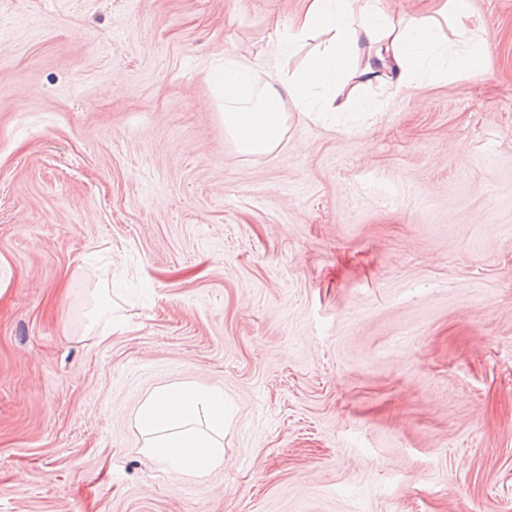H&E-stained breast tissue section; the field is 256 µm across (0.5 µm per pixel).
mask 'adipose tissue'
<instances>
[{"label": "adipose tissue", "mask_w": 512, "mask_h": 512, "mask_svg": "<svg viewBox=\"0 0 512 512\" xmlns=\"http://www.w3.org/2000/svg\"><path fill=\"white\" fill-rule=\"evenodd\" d=\"M288 30L277 34L276 53L255 66L236 56L214 68L212 81L224 100V130L239 152L275 150L287 131L285 101L301 112L349 111L361 89L389 94L411 89L422 75L481 76V37L469 24L466 0L420 16H391L380 0H302ZM453 27L454 46L443 30ZM322 31L323 50L298 70L288 71L283 47ZM135 426L145 452L174 479L203 476L224 461V392L177 383L154 389L142 402Z\"/></svg>", "instance_id": "adipose-tissue-1"}]
</instances>
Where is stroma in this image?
<instances>
[{"label":"stroma","mask_w":512,"mask_h":512,"mask_svg":"<svg viewBox=\"0 0 512 512\" xmlns=\"http://www.w3.org/2000/svg\"><path fill=\"white\" fill-rule=\"evenodd\" d=\"M468 2L480 79L243 155L210 71L300 0H0V512H512V0ZM170 383L232 409L199 479L135 427Z\"/></svg>","instance_id":"stroma-1"}]
</instances>
